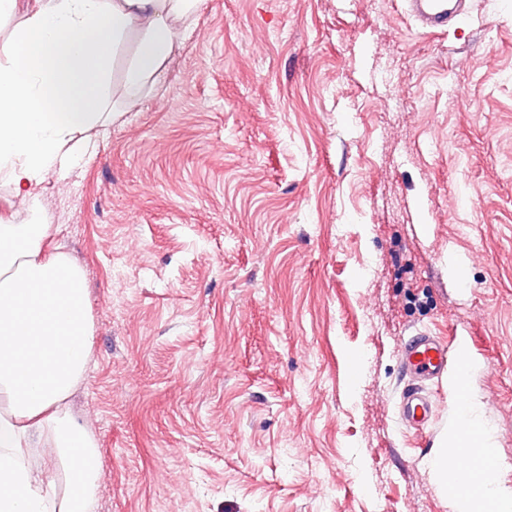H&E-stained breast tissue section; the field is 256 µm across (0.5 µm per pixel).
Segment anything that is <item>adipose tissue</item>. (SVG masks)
I'll list each match as a JSON object with an SVG mask.
<instances>
[{"label":"adipose tissue","mask_w":512,"mask_h":512,"mask_svg":"<svg viewBox=\"0 0 512 512\" xmlns=\"http://www.w3.org/2000/svg\"><path fill=\"white\" fill-rule=\"evenodd\" d=\"M203 0H34L0 42V175L28 198L74 157L75 133L109 118L111 64L134 35L123 85L156 86L178 26ZM50 225L0 224V512H93L100 454L68 399L91 359L80 267L44 249Z\"/></svg>","instance_id":"ef3b65f1"}]
</instances>
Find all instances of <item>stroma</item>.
I'll return each instance as SVG.
<instances>
[{
    "label": "stroma",
    "mask_w": 512,
    "mask_h": 512,
    "mask_svg": "<svg viewBox=\"0 0 512 512\" xmlns=\"http://www.w3.org/2000/svg\"><path fill=\"white\" fill-rule=\"evenodd\" d=\"M427 34L402 0H205L163 83L32 201L84 272L96 512H453L460 415L397 407L419 331L471 347L512 489V0ZM359 356L357 377L347 364Z\"/></svg>",
    "instance_id": "35a3bbf8"
}]
</instances>
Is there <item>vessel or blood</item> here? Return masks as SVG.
Segmentation results:
<instances>
[{
  "label": "vessel or blood",
  "mask_w": 512,
  "mask_h": 512,
  "mask_svg": "<svg viewBox=\"0 0 512 512\" xmlns=\"http://www.w3.org/2000/svg\"><path fill=\"white\" fill-rule=\"evenodd\" d=\"M409 16L424 32L446 31L450 22L465 15L462 0H405ZM471 349L456 345L430 335L425 331L408 337L398 347V357L406 371L420 382H439L448 369H455L460 388H467ZM402 418L415 429H422L433 416L432 405L421 390L408 393L400 406ZM463 441L451 458L453 468L459 477V487L471 489L470 474L474 467H481L484 476H495L501 467L496 449H486L481 461H474L470 447L479 445L483 439L484 427L481 420L466 419L462 422Z\"/></svg>",
  "instance_id": "b4317fda"
}]
</instances>
